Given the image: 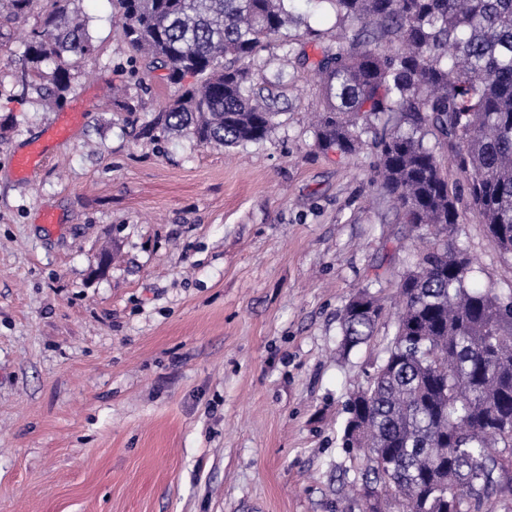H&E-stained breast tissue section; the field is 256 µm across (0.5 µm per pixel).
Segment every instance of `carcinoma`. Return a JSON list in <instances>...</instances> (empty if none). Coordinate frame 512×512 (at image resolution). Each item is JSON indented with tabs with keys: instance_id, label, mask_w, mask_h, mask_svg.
Returning <instances> with one entry per match:
<instances>
[{
	"instance_id": "cac0c4a2",
	"label": "carcinoma",
	"mask_w": 512,
	"mask_h": 512,
	"mask_svg": "<svg viewBox=\"0 0 512 512\" xmlns=\"http://www.w3.org/2000/svg\"><path fill=\"white\" fill-rule=\"evenodd\" d=\"M137 55L177 87L157 123L202 145L257 143L274 128L276 97L263 95L261 53L274 41L282 58L304 65L288 27L320 39L291 0H113ZM336 37L313 62L326 101L318 145L352 153L372 134L376 184L423 244L419 265L399 282L402 308L386 356L346 403L342 445L362 453L358 494L371 512H491L512 498V289L469 283L471 260L448 243L465 211L445 165L467 181L469 209L512 254V0H326ZM70 0H9L5 19L40 10L42 29L24 55L22 89L40 64L63 92L70 70L95 45ZM191 74L196 83L185 87ZM449 147L443 161L427 136ZM382 307L368 291L348 300L343 347L368 342ZM475 482L467 508L448 493Z\"/></svg>"
}]
</instances>
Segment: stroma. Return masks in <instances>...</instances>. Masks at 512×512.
Here are the masks:
<instances>
[{"instance_id":"stroma-1","label":"stroma","mask_w":512,"mask_h":512,"mask_svg":"<svg viewBox=\"0 0 512 512\" xmlns=\"http://www.w3.org/2000/svg\"><path fill=\"white\" fill-rule=\"evenodd\" d=\"M71 8L96 52L54 105L52 63L16 84L41 17L0 25V512H363L345 405L419 260L374 183L376 149L319 148V79L273 46L290 79L267 139L228 152L147 129L174 86L129 50L112 0ZM79 107L16 177L12 154ZM453 241L478 285L512 288V255L478 217ZM364 287L384 313L345 351Z\"/></svg>"}]
</instances>
